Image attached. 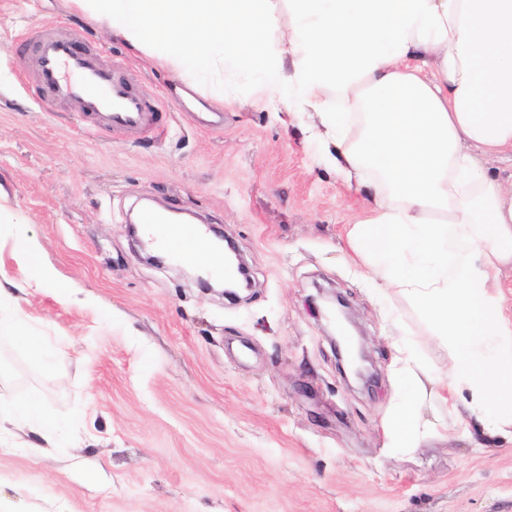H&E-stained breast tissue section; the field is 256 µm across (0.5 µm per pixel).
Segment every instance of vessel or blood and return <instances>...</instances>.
I'll return each mask as SVG.
<instances>
[{"mask_svg": "<svg viewBox=\"0 0 512 512\" xmlns=\"http://www.w3.org/2000/svg\"><path fill=\"white\" fill-rule=\"evenodd\" d=\"M34 78L40 92L56 102L73 103L76 110L94 120L95 129L139 133L159 127L166 104L157 97L134 90L123 77L124 62L102 64L82 36L61 25L45 30L33 45ZM139 223L157 226L164 246L175 259L185 262L213 240L193 224L168 231L162 216L145 207Z\"/></svg>", "mask_w": 512, "mask_h": 512, "instance_id": "vessel-or-blood-1", "label": "vessel or blood"}]
</instances>
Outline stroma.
<instances>
[{"instance_id":"35a3bbf8","label":"stroma","mask_w":512,"mask_h":512,"mask_svg":"<svg viewBox=\"0 0 512 512\" xmlns=\"http://www.w3.org/2000/svg\"><path fill=\"white\" fill-rule=\"evenodd\" d=\"M68 15L140 90L180 96L163 131L101 130L48 108L21 36ZM181 80L113 39L72 0H0V279L52 361L0 343V394L35 401L67 440L0 434V512H512V439L487 423L391 448L403 395L397 341L426 365L448 349L405 298L347 258L362 193L342 186L291 112L258 104L257 76ZM144 200L205 218L251 287L205 291L147 260L128 232ZM57 287L33 288L38 266ZM340 297L370 361L345 379L324 294ZM98 473L87 483V470Z\"/></svg>"}]
</instances>
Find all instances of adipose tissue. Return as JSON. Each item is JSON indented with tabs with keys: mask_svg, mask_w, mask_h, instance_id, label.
Returning a JSON list of instances; mask_svg holds the SVG:
<instances>
[{
	"mask_svg": "<svg viewBox=\"0 0 512 512\" xmlns=\"http://www.w3.org/2000/svg\"><path fill=\"white\" fill-rule=\"evenodd\" d=\"M113 36L172 70L252 69L258 99L307 115L341 182L369 191L350 243L380 289L398 290L446 343L447 366L401 349L409 385L391 444L490 419L512 435V181L483 164L512 156V0H75ZM288 18L280 20L279 6ZM448 422L418 429L420 378ZM52 444L37 403L0 397V426Z\"/></svg>",
	"mask_w": 512,
	"mask_h": 512,
	"instance_id": "obj_1",
	"label": "adipose tissue"
}]
</instances>
